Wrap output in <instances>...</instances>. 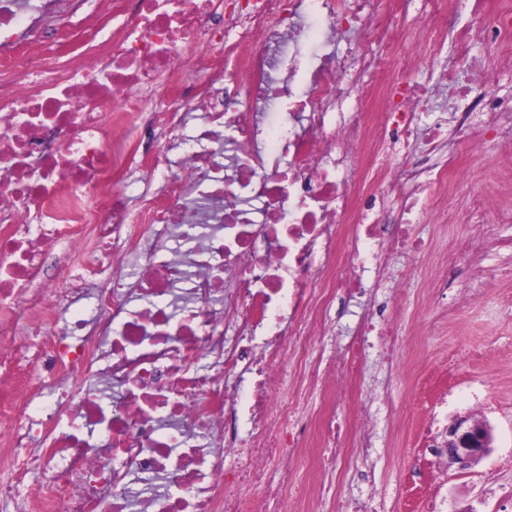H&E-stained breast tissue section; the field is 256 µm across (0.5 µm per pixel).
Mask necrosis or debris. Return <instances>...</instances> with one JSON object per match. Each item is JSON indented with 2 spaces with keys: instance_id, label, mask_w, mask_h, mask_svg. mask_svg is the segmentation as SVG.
I'll use <instances>...</instances> for the list:
<instances>
[{
  "instance_id": "obj_1",
  "label": "necrosis or debris",
  "mask_w": 512,
  "mask_h": 512,
  "mask_svg": "<svg viewBox=\"0 0 512 512\" xmlns=\"http://www.w3.org/2000/svg\"><path fill=\"white\" fill-rule=\"evenodd\" d=\"M460 2L406 27L413 0H0V512H328L337 473L366 479L372 406L347 393L373 348L406 378L410 338L370 302L337 346L333 310L399 249L480 301L485 227L512 224V99L496 70L457 79L473 40L512 59V0L463 28ZM411 39L452 42L434 83ZM446 88L495 163L444 250L410 216L448 223L475 178L435 160L452 121L422 120ZM61 240L109 276L59 296ZM471 189V187H468L456 195L448 197V212L456 216L455 224L448 229V235L451 230L458 235H462L466 225L471 224L467 204V198Z\"/></svg>"
}]
</instances>
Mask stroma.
Returning a JSON list of instances; mask_svg holds the SVG:
<instances>
[{
	"label": "stroma",
	"mask_w": 512,
	"mask_h": 512,
	"mask_svg": "<svg viewBox=\"0 0 512 512\" xmlns=\"http://www.w3.org/2000/svg\"><path fill=\"white\" fill-rule=\"evenodd\" d=\"M489 283L479 303L462 304L456 288H448L446 304L454 317L445 326L414 314L401 305L407 329H421L427 338L423 359L409 384L384 386L385 370L371 359L357 389L371 393L375 454L370 481L348 478L336 494L335 512H346L349 501L367 505V512H421L428 496L445 502L447 512H512V250L487 254ZM491 344L494 358L463 362L466 345ZM446 402L440 419L475 416L490 423L491 453L478 465L424 468L419 484L410 472L422 445L420 431L438 397Z\"/></svg>",
	"instance_id": "obj_1"
}]
</instances>
